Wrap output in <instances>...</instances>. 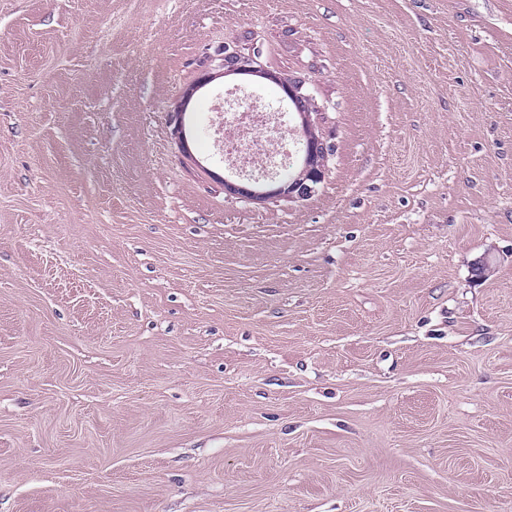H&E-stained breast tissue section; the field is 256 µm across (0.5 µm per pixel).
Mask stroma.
I'll list each match as a JSON object with an SVG mask.
<instances>
[{
    "mask_svg": "<svg viewBox=\"0 0 512 512\" xmlns=\"http://www.w3.org/2000/svg\"><path fill=\"white\" fill-rule=\"evenodd\" d=\"M0 512H512V0H0ZM256 64L253 57L242 56L238 54L225 53L224 54V72L225 74H238V75H258L266 76L270 80L275 81L283 90V99H291L297 104V98L302 97L303 85L300 82L288 80L287 78L277 76L270 72L265 71ZM244 130L269 134L246 143ZM286 138L279 112H267L244 91L224 96V161L229 166L246 164L262 171L283 167ZM301 140L303 141V139ZM302 151V166L287 182L277 181L276 177L268 175H264L262 179L250 178L245 185L225 180V191L249 200H265L272 197L288 199L309 197L314 192L315 186L325 178L326 171L325 165L313 167L312 160L317 156H322L325 161L329 150L323 139H306L303 141Z\"/></svg>",
    "mask_w": 512,
    "mask_h": 512,
    "instance_id": "35a3bbf8",
    "label": "stroma"
}]
</instances>
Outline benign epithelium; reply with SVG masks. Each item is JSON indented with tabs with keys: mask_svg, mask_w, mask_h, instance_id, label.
<instances>
[{
	"mask_svg": "<svg viewBox=\"0 0 512 512\" xmlns=\"http://www.w3.org/2000/svg\"><path fill=\"white\" fill-rule=\"evenodd\" d=\"M224 74L258 75L266 76L275 81L283 90L284 98L297 101L302 97L303 85L293 80L277 76L255 66L254 58L238 54H224ZM208 83L204 78L190 87L184 94L180 109L172 114L175 121V134L178 135L180 145L188 149V141L185 131V112L194 94ZM328 155V145L322 139H307L303 141L302 170L300 174L286 182L278 181L273 176L264 178H250L247 184L241 185L228 179L224 180L225 191L241 196L249 200H265L272 197H284L288 199H300L308 197L314 192L315 186L325 178L326 168L312 166V160L317 156Z\"/></svg>",
	"mask_w": 512,
	"mask_h": 512,
	"instance_id": "1",
	"label": "benign epithelium"
}]
</instances>
